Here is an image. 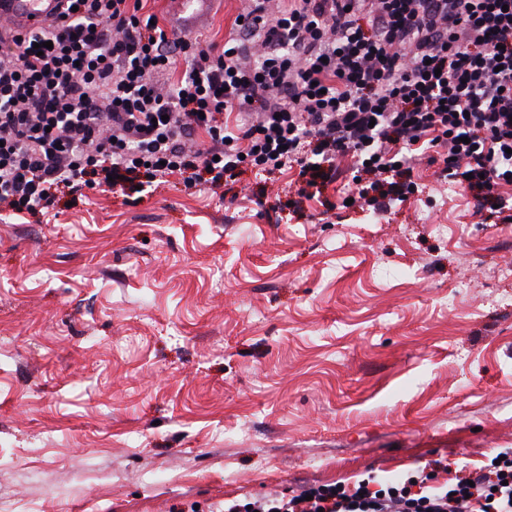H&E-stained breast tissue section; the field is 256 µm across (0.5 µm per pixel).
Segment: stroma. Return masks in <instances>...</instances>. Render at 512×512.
<instances>
[{
  "label": "stroma",
  "mask_w": 512,
  "mask_h": 512,
  "mask_svg": "<svg viewBox=\"0 0 512 512\" xmlns=\"http://www.w3.org/2000/svg\"><path fill=\"white\" fill-rule=\"evenodd\" d=\"M353 171L0 210L14 512H224L512 448V223L424 160L408 200L343 208Z\"/></svg>",
  "instance_id": "35a3bbf8"
}]
</instances>
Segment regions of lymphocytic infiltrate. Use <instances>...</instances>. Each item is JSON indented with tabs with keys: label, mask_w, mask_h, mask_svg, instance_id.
<instances>
[{
	"label": "lymphocytic infiltrate",
	"mask_w": 512,
	"mask_h": 512,
	"mask_svg": "<svg viewBox=\"0 0 512 512\" xmlns=\"http://www.w3.org/2000/svg\"><path fill=\"white\" fill-rule=\"evenodd\" d=\"M22 34L0 18V209L36 214L97 172L220 184L244 165L405 201L419 157L512 211V0H246L222 51L172 37L144 0H60ZM234 123H227V115ZM304 485L224 512H512V448L439 481Z\"/></svg>",
	"instance_id": "lymphocytic-infiltrate-1"
}]
</instances>
